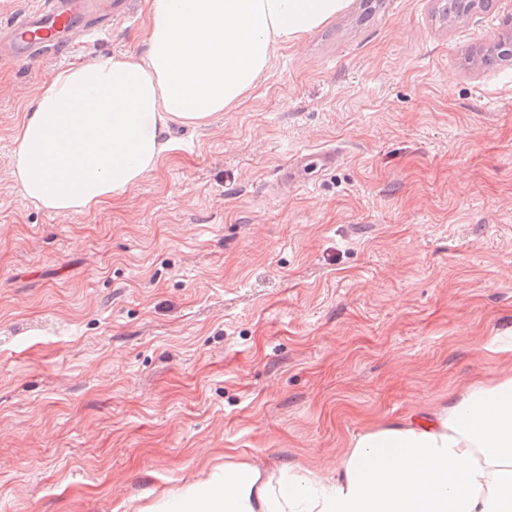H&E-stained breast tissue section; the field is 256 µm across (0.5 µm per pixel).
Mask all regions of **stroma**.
Instances as JSON below:
<instances>
[{
    "mask_svg": "<svg viewBox=\"0 0 512 512\" xmlns=\"http://www.w3.org/2000/svg\"><path fill=\"white\" fill-rule=\"evenodd\" d=\"M512 0H347L87 212L10 173L59 70L144 53L146 0L0 60V512H144L225 461L334 475L357 434L512 370ZM303 150L334 167L281 186Z\"/></svg>",
    "mask_w": 512,
    "mask_h": 512,
    "instance_id": "35a3bbf8",
    "label": "stroma"
}]
</instances>
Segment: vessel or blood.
<instances>
[{"label": "vessel or blood", "instance_id": "b4317fda", "mask_svg": "<svg viewBox=\"0 0 512 512\" xmlns=\"http://www.w3.org/2000/svg\"><path fill=\"white\" fill-rule=\"evenodd\" d=\"M127 10L128 0H37L35 7L0 25V60L31 62L49 52L67 53L73 29L97 36ZM337 158L333 151L304 152L290 160L283 175L288 182L304 185L310 170L331 167Z\"/></svg>", "mask_w": 512, "mask_h": 512}]
</instances>
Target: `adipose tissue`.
Segmentation results:
<instances>
[{
	"label": "adipose tissue",
	"instance_id": "obj_1",
	"mask_svg": "<svg viewBox=\"0 0 512 512\" xmlns=\"http://www.w3.org/2000/svg\"><path fill=\"white\" fill-rule=\"evenodd\" d=\"M346 0H151L144 55L59 71L26 109L11 175L44 209L82 212L133 187L170 124L206 125ZM173 512H512V374L472 384L423 417L353 437L336 473L226 463Z\"/></svg>",
	"mask_w": 512,
	"mask_h": 512
}]
</instances>
